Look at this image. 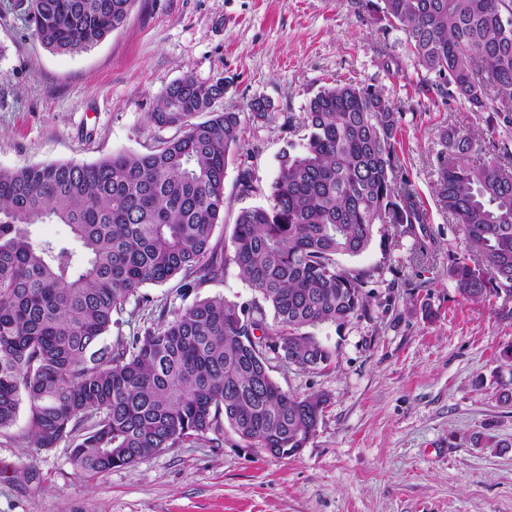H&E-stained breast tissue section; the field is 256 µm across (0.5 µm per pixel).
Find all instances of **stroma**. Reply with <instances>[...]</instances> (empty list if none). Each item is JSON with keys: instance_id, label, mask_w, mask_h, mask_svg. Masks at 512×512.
Listing matches in <instances>:
<instances>
[{"instance_id": "1", "label": "stroma", "mask_w": 512, "mask_h": 512, "mask_svg": "<svg viewBox=\"0 0 512 512\" xmlns=\"http://www.w3.org/2000/svg\"><path fill=\"white\" fill-rule=\"evenodd\" d=\"M187 74L223 80L214 108L241 119L214 243L228 242L240 208L266 203L281 153L301 143L289 117L350 79L400 113L394 176L426 210L432 248L419 253L414 236L385 224L363 253L339 257L362 275L366 310L311 328L335 365L271 363L283 389L325 399L297 454H260L228 429L223 447L189 441L88 480L66 444L32 452L22 412L0 430V512H512V401L501 398L512 385V295L460 296L448 264L473 251L436 197L443 127L511 147L512 127L493 108L439 96L406 33L367 0H136L122 27L74 54L46 49L18 0H0V168L146 152L171 135L150 112ZM257 97L271 103L268 121L249 116ZM244 169L256 187L247 196ZM215 296L247 303L254 293L232 264L184 296L174 280L149 285L114 314L109 338L132 340L162 311Z\"/></svg>"}]
</instances>
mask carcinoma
<instances>
[{
    "mask_svg": "<svg viewBox=\"0 0 512 512\" xmlns=\"http://www.w3.org/2000/svg\"><path fill=\"white\" fill-rule=\"evenodd\" d=\"M34 35L76 53L124 24L134 0H25ZM415 63L472 112L490 100L512 124V0H382ZM224 83L187 75L167 86L150 121L175 133L147 151L92 164L0 169V429L27 404L29 447L69 443L88 478L190 438L294 455L317 431L325 400L283 389L264 350L323 371L335 353L305 329L365 311L364 282L338 265L375 226L414 233L426 212L393 178L400 112L379 92L340 82L310 99L299 152L285 150L268 204L239 211L229 244L211 243L224 214V174L237 112H216ZM436 195L477 257L448 276L480 301L512 295V154L450 125L441 133ZM68 226L73 248L37 241L39 221ZM258 298H198L132 341L106 342L113 313L148 284L189 292L229 263Z\"/></svg>",
    "mask_w": 512,
    "mask_h": 512,
    "instance_id": "cac0c4a2",
    "label": "carcinoma"
}]
</instances>
